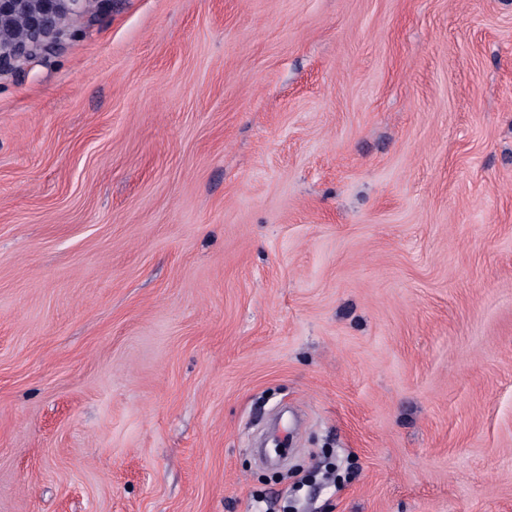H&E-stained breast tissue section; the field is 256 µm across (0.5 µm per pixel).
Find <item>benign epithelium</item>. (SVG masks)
Here are the masks:
<instances>
[{
  "mask_svg": "<svg viewBox=\"0 0 512 512\" xmlns=\"http://www.w3.org/2000/svg\"><path fill=\"white\" fill-rule=\"evenodd\" d=\"M94 0H0V72L47 49Z\"/></svg>",
  "mask_w": 512,
  "mask_h": 512,
  "instance_id": "1",
  "label": "benign epithelium"
}]
</instances>
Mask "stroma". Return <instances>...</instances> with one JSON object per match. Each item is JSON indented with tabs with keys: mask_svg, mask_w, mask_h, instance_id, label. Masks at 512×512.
I'll return each mask as SVG.
<instances>
[{
	"mask_svg": "<svg viewBox=\"0 0 512 512\" xmlns=\"http://www.w3.org/2000/svg\"><path fill=\"white\" fill-rule=\"evenodd\" d=\"M0 512H512V0H94L0 73Z\"/></svg>",
	"mask_w": 512,
	"mask_h": 512,
	"instance_id": "obj_1",
	"label": "stroma"
}]
</instances>
